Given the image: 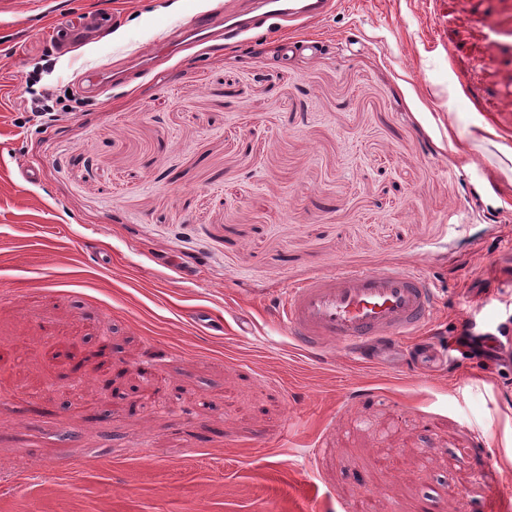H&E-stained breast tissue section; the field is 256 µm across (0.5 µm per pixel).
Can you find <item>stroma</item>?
I'll return each mask as SVG.
<instances>
[{
	"label": "stroma",
	"instance_id": "stroma-1",
	"mask_svg": "<svg viewBox=\"0 0 512 512\" xmlns=\"http://www.w3.org/2000/svg\"><path fill=\"white\" fill-rule=\"evenodd\" d=\"M240 2L0 0V512H512V364L450 347L512 319V0H332L85 91ZM339 267L433 281L441 362L304 353L269 305Z\"/></svg>",
	"mask_w": 512,
	"mask_h": 512
}]
</instances>
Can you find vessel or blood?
<instances>
[{"label":"vessel or blood","mask_w":512,"mask_h":512,"mask_svg":"<svg viewBox=\"0 0 512 512\" xmlns=\"http://www.w3.org/2000/svg\"><path fill=\"white\" fill-rule=\"evenodd\" d=\"M326 6L327 0H252L248 11L236 15L217 7L176 30L163 48L172 52L194 39L221 42L261 34L271 19L296 27L323 16ZM435 303V292L419 271L340 268L286 288L273 308L291 339L308 354L321 356L339 348L364 359L372 347L383 346L408 350V363L415 366L438 354L434 343L405 346L428 324Z\"/></svg>","instance_id":"1"}]
</instances>
